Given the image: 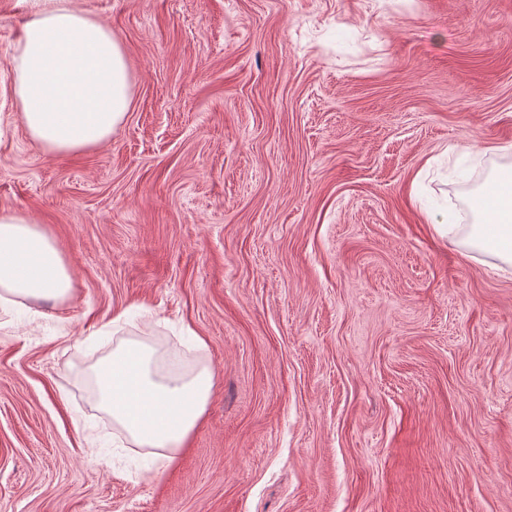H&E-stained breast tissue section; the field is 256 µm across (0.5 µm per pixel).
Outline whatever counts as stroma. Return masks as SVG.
<instances>
[{
    "instance_id": "1",
    "label": "stroma",
    "mask_w": 512,
    "mask_h": 512,
    "mask_svg": "<svg viewBox=\"0 0 512 512\" xmlns=\"http://www.w3.org/2000/svg\"><path fill=\"white\" fill-rule=\"evenodd\" d=\"M78 3L131 102L49 154L0 0V210L74 280L0 309V512H512V273L464 244L512 169V0ZM136 336L214 373L168 466L87 377Z\"/></svg>"
}]
</instances>
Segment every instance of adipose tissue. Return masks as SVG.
<instances>
[{
	"label": "adipose tissue",
	"mask_w": 512,
	"mask_h": 512,
	"mask_svg": "<svg viewBox=\"0 0 512 512\" xmlns=\"http://www.w3.org/2000/svg\"><path fill=\"white\" fill-rule=\"evenodd\" d=\"M25 21L9 72L29 136L64 154L106 143L129 109L124 50L110 27L75 0H19ZM468 243L512 267V182L492 176L470 201ZM73 287L57 243L30 218L0 211V304L57 301ZM157 348L120 342L91 372L98 407L139 448L184 447L203 416L213 372L163 371Z\"/></svg>",
	"instance_id": "1"
}]
</instances>
